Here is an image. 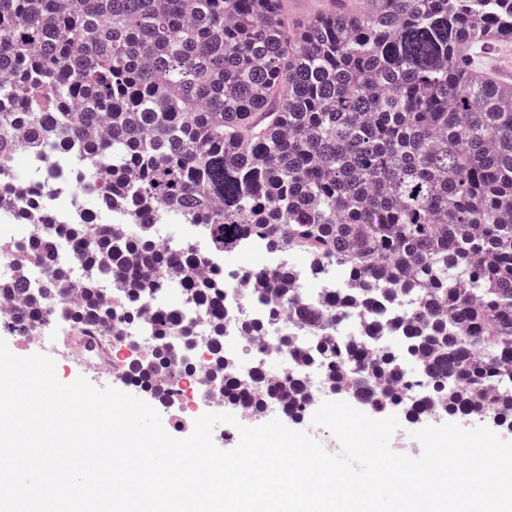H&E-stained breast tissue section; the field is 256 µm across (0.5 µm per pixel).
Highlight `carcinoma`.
Instances as JSON below:
<instances>
[{
    "mask_svg": "<svg viewBox=\"0 0 512 512\" xmlns=\"http://www.w3.org/2000/svg\"><path fill=\"white\" fill-rule=\"evenodd\" d=\"M498 39H512V0H369L301 30L283 0H0V193L18 149L44 161L49 186L68 155L70 180L132 226L117 234L93 213L70 225L88 261L78 285L30 209L40 268L0 282V299L25 297L26 276L41 288L24 309L115 332L132 316L95 279L165 308L127 374L166 403L160 371L193 370L201 346L214 377L226 365L224 264L199 277L201 250L261 241L281 269L245 271L265 317L238 319L244 335L315 337L332 392L375 410L420 420L411 367L444 413L512 429V95L460 54ZM171 217L205 247L156 246ZM297 252L339 268L342 286L311 296ZM174 288L207 320L204 342L165 306ZM377 332L404 352L370 355ZM251 380L257 397L224 380V404L261 418L286 397L298 419L313 401L299 376L276 385L258 365Z\"/></svg>",
    "mask_w": 512,
    "mask_h": 512,
    "instance_id": "carcinoma-1",
    "label": "carcinoma"
}]
</instances>
